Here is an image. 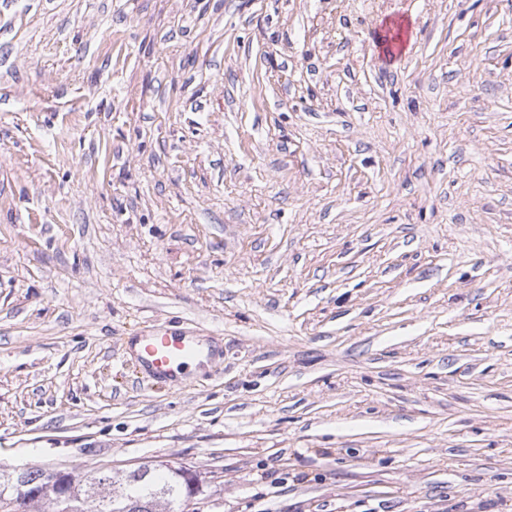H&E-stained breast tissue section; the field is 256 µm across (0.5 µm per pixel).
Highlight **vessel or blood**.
Listing matches in <instances>:
<instances>
[{
	"mask_svg": "<svg viewBox=\"0 0 512 512\" xmlns=\"http://www.w3.org/2000/svg\"><path fill=\"white\" fill-rule=\"evenodd\" d=\"M130 356L141 371L157 382L173 380L191 366L211 362L213 350L199 337L159 327L131 337Z\"/></svg>",
	"mask_w": 512,
	"mask_h": 512,
	"instance_id": "vessel-or-blood-1",
	"label": "vessel or blood"
}]
</instances>
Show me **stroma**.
Returning a JSON list of instances; mask_svg holds the SVG:
<instances>
[{
  "instance_id": "obj_1",
  "label": "stroma",
  "mask_w": 512,
  "mask_h": 512,
  "mask_svg": "<svg viewBox=\"0 0 512 512\" xmlns=\"http://www.w3.org/2000/svg\"><path fill=\"white\" fill-rule=\"evenodd\" d=\"M1 89L0 470L512 512V0H0ZM130 356L156 382H167L189 367L211 362V345L198 336L154 327L127 342Z\"/></svg>"
}]
</instances>
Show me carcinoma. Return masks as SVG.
<instances>
[{
    "label": "carcinoma",
    "instance_id": "cac0c4a2",
    "mask_svg": "<svg viewBox=\"0 0 512 512\" xmlns=\"http://www.w3.org/2000/svg\"><path fill=\"white\" fill-rule=\"evenodd\" d=\"M71 505L77 512H184L187 498L198 492L193 486L197 477L182 467L169 469L163 477H151V467L129 471L116 481L109 482L105 473L94 470L81 474L67 473ZM26 482L40 492V496L14 501L6 512H20V508L43 499L53 504V512H61L56 494L48 489L47 476L42 470L24 471Z\"/></svg>",
    "mask_w": 512,
    "mask_h": 512
}]
</instances>
